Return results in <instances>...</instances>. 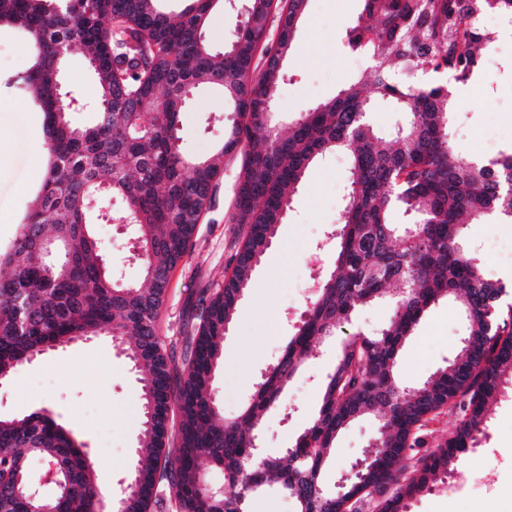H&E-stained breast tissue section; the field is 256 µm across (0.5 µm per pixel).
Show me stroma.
<instances>
[{"mask_svg": "<svg viewBox=\"0 0 512 512\" xmlns=\"http://www.w3.org/2000/svg\"><path fill=\"white\" fill-rule=\"evenodd\" d=\"M359 0H308L297 23L296 49L286 63L287 77L279 90L281 119L297 117L326 101L344 86L367 75L370 62L347 51L345 32L356 20ZM494 38L495 53L483 56L479 72L468 82H449L456 105L454 139L464 154L488 158L512 149V31L492 14L479 19ZM31 64L30 46L14 28H0V251L9 250L25 215L28 201L40 188L46 165L43 114L26 97L5 85ZM228 114L221 97L203 92L185 109L178 145L189 157L212 152L224 135ZM346 155L336 153L313 163L288 218L277 228L263 257L253 287L242 301L224 339V364L213 382V396L225 417L238 415L255 384L286 342L303 314L312 285L334 260L331 249L318 244L336 225L346 195ZM240 158L224 163L213 209L203 217L189 256L173 270L161 316L167 347L182 354L181 331L196 313L202 289L224 282L230 245L239 229L233 223V196ZM113 262L128 281L139 279L129 257L131 236L116 224L96 225ZM467 245L486 271L512 286V224L488 219L469 225ZM392 307L380 302L359 311L351 325L322 344L302 374L288 389L287 409L270 410L258 444L264 454L283 455L311 420L322 394L321 383L336 363L347 335L377 333L390 319ZM463 334L462 317L451 304L432 306L405 345L398 375L415 385L457 352ZM47 408L93 457L103 489L126 484L142 427L139 374L108 335L77 340L51 350L22 366L0 385V418L23 416ZM379 424L355 422L337 439L327 472V487H335L352 465L363 459ZM492 471L493 489L479 491L475 477ZM454 491L441 482L409 502V512H512V392L492 406L486 436L451 469Z\"/></svg>", "mask_w": 512, "mask_h": 512, "instance_id": "1", "label": "stroma"}]
</instances>
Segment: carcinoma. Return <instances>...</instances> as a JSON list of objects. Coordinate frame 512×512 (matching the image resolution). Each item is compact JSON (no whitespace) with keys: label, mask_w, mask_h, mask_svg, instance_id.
I'll use <instances>...</instances> for the list:
<instances>
[{"label":"carcinoma","mask_w":512,"mask_h":512,"mask_svg":"<svg viewBox=\"0 0 512 512\" xmlns=\"http://www.w3.org/2000/svg\"><path fill=\"white\" fill-rule=\"evenodd\" d=\"M0 0V24L23 33L35 64L6 86L44 114L50 164L27 205L9 251L0 255V383L47 350L109 334L140 378L144 421L132 480L115 512H239L241 494L275 486L294 512H408L407 501L479 443L489 405L512 384V301L465 244L467 223L494 214L512 223V151L478 160L454 143L448 86L418 81L441 69L458 82L480 68L493 46L479 18L495 12L512 24V0H359L347 46L371 59L374 93L400 126L371 122L362 83L341 89L282 126L276 120L283 62L308 0H243L233 41L216 51L205 39L222 0ZM279 32L269 42L270 17ZM81 47L92 71L94 122L72 121L78 96L63 90L61 66ZM214 91L237 119L215 151L188 158L177 142L188 95ZM348 155L347 193L333 230L336 259L287 346L241 412L226 419L210 392L224 360V338L255 281L278 225L293 208L313 161ZM242 159L233 220L244 225L224 283L202 297L183 329L182 358L159 334L171 272L190 252L213 207L224 158ZM118 198L114 213L103 204ZM401 213L409 222H391ZM134 229L131 258L142 283L117 285L94 226ZM60 251L44 256L38 240ZM396 286L395 297L388 287ZM393 301L376 334L356 332L326 376L317 412L282 456H258L263 415L285 403L288 385L317 345L352 323L365 305ZM443 301L462 314L458 352L426 380L399 382L398 360L425 312ZM459 416L442 444L425 448L422 431L443 410ZM380 423L377 443L328 489L323 473L336 437L360 418ZM54 467L60 488L29 498L27 459ZM224 471V494L206 487L203 463ZM102 512L93 460L45 409L0 418V512Z\"/></svg>","instance_id":"carcinoma-1"}]
</instances>
